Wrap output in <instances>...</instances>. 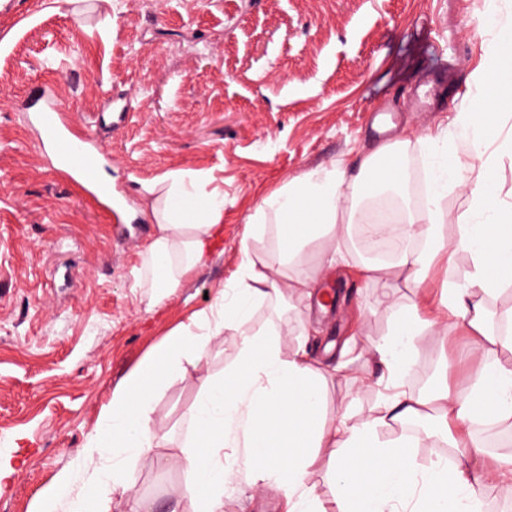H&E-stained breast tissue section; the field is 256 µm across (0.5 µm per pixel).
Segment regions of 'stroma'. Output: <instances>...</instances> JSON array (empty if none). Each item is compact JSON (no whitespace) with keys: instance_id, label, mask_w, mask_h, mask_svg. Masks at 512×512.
Listing matches in <instances>:
<instances>
[{"instance_id":"obj_1","label":"stroma","mask_w":512,"mask_h":512,"mask_svg":"<svg viewBox=\"0 0 512 512\" xmlns=\"http://www.w3.org/2000/svg\"><path fill=\"white\" fill-rule=\"evenodd\" d=\"M487 0H0V512H31L40 491L74 466L103 406L164 337L209 307L235 279L246 217L288 179L353 163L407 139L405 162L427 173L416 145L427 133L451 143L458 111L494 35ZM54 87L71 127L92 133L101 112L135 110L102 146L103 171L125 210L149 204L145 185L172 171L224 192V250L186 274L156 308L137 275L154 226L130 236L109 206L73 183L38 143L22 110ZM366 254L352 238L346 262L327 270L328 314L310 310L319 361L350 362L354 380L332 389L328 414L366 415L381 402L380 366L365 349L392 316L374 302H410L404 281H364ZM463 327L423 337L407 373L414 389L443 381L468 388L476 364ZM241 358L235 337L211 341L181 378L160 388L153 422L165 439L128 465L138 496L172 512L200 374ZM420 467L449 459L431 422L393 426ZM224 512H285L267 484L227 487Z\"/></svg>"}]
</instances>
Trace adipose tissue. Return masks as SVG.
<instances>
[{
    "label": "adipose tissue",
    "instance_id": "1",
    "mask_svg": "<svg viewBox=\"0 0 512 512\" xmlns=\"http://www.w3.org/2000/svg\"><path fill=\"white\" fill-rule=\"evenodd\" d=\"M495 26L486 69L474 82L475 106L458 112L457 126L467 140L465 154L441 147L428 180V197L417 212L401 214L406 235L423 240L421 250L402 248L387 263L368 261L363 278L402 277L413 300L394 312L389 331L371 339L368 349L382 366L388 394L369 415L343 411L326 419L325 406L342 366L321 365L303 342L282 351L288 326L255 330L249 325L256 304L296 303L316 297V271L305 269L316 254L319 269L347 257L366 184L380 189L400 184L409 143L395 140L363 156L355 170L322 167L291 178L280 192L264 198L246 218L241 242L245 258L237 287L223 290L216 304L194 313L188 325L171 332L112 392L89 434L77 469L59 472L42 489L32 512H101L100 491L128 492L129 459L157 447L161 435L152 424L158 388L183 374V361L203 357L211 340L235 336L243 360L223 375H200V395L192 405L193 438L182 465V495L193 512H224V490L240 478L267 481L288 501V512H327L309 483L320 449H330L328 472L339 489L338 512H481L487 478L512 481V455L488 458L470 433L479 418L512 429V336L488 326L485 300L512 282V203L501 200L497 165L485 154L490 128L487 111L512 112V18L496 0L488 7ZM469 165H462L461 157ZM387 160L391 173L381 172ZM195 176L168 173L164 191L152 205L156 232L146 248V265L158 306L179 287L189 271L207 266L224 242V194L194 191ZM468 191L470 207L450 215L440 205L449 188ZM457 234L445 238L447 223ZM270 237L280 268L269 274L251 255L252 241ZM467 253L471 283L442 284L431 302L427 284L436 260ZM461 323L471 338L479 368L465 393L440 386L408 390L403 377L422 336L448 320ZM434 412L436 426L452 450V459L419 468L407 438L384 440L381 429ZM247 450V466L225 459L227 448ZM111 467H104V457ZM86 482L80 495L71 488L77 474Z\"/></svg>",
    "mask_w": 512,
    "mask_h": 512
}]
</instances>
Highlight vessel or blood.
Wrapping results in <instances>:
<instances>
[{"mask_svg": "<svg viewBox=\"0 0 512 512\" xmlns=\"http://www.w3.org/2000/svg\"><path fill=\"white\" fill-rule=\"evenodd\" d=\"M39 107L29 114L28 121L39 128L51 147L57 161H66L70 155L77 154L83 159V167L76 178L77 184L93 188L96 197H104L107 191L99 186L97 174L100 169L103 151L98 141L91 136L73 135L66 121L64 104L54 93L43 90L37 96Z\"/></svg>", "mask_w": 512, "mask_h": 512, "instance_id": "b4317fda", "label": "vessel or blood"}]
</instances>
